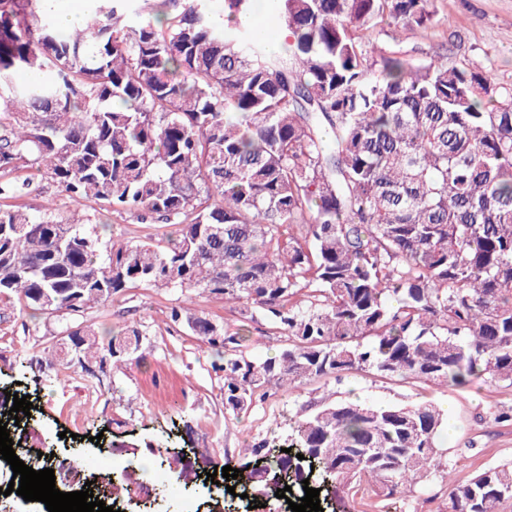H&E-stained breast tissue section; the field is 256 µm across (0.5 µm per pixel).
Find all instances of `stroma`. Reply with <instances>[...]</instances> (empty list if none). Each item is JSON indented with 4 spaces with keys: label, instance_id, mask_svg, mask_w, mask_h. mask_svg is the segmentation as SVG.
<instances>
[{
    "label": "stroma",
    "instance_id": "35a3bbf8",
    "mask_svg": "<svg viewBox=\"0 0 512 512\" xmlns=\"http://www.w3.org/2000/svg\"><path fill=\"white\" fill-rule=\"evenodd\" d=\"M428 8L436 26L401 24L376 33V41H396L417 60L435 58L476 72L492 70L500 86L512 87V0H429ZM13 177L29 184L28 194L17 198V205L34 211L50 200L62 214L79 212L96 225L105 243L131 244L158 231L151 221L98 202L74 205L56 183L34 169H21ZM184 298L177 288L141 286L88 310L83 319L100 334L135 327L149 341L143 359L106 370L98 378L64 372L52 361L50 352L64 316L2 307L0 386L38 395L35 419L47 448L81 455L88 467L98 455L91 442L97 435L106 444L160 442L166 429L175 425L180 436L206 451L215 465L236 466L245 460L243 447L261 439H285L295 416L321 402H440L448 414V428L440 438L444 467L415 492L364 500L361 512H445L452 482L478 468L512 462V424L494 419L497 410L512 407V387L483 377L463 388L434 389L368 370L354 371L278 390L247 412L225 414L223 382L212 369L217 352L191 335L186 325L169 319L171 307ZM191 309L220 328L240 332L247 349L271 355L278 347L264 320L241 315L239 307L226 305L223 296L195 295Z\"/></svg>",
    "mask_w": 512,
    "mask_h": 512
}]
</instances>
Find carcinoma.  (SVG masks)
<instances>
[{
  "mask_svg": "<svg viewBox=\"0 0 512 512\" xmlns=\"http://www.w3.org/2000/svg\"><path fill=\"white\" fill-rule=\"evenodd\" d=\"M59 29L44 0H0V198L7 178L47 174L74 202L175 227L134 244L50 205L0 206V302L80 314L144 285L246 305L284 341L241 348L183 305L184 322L224 351V411L270 386L353 370L437 387L486 377L512 386V88L437 59L379 47V26H427V0H271L291 40L272 50L249 27L257 0H92ZM37 79L18 86L14 74ZM86 362L123 368L125 336L87 322ZM445 413L336 401L302 415L282 448L247 451L237 482L302 454L334 489L415 491L438 468ZM512 465L454 485L448 512H500Z\"/></svg>",
  "mask_w": 512,
  "mask_h": 512,
  "instance_id": "obj_1",
  "label": "carcinoma"
}]
</instances>
